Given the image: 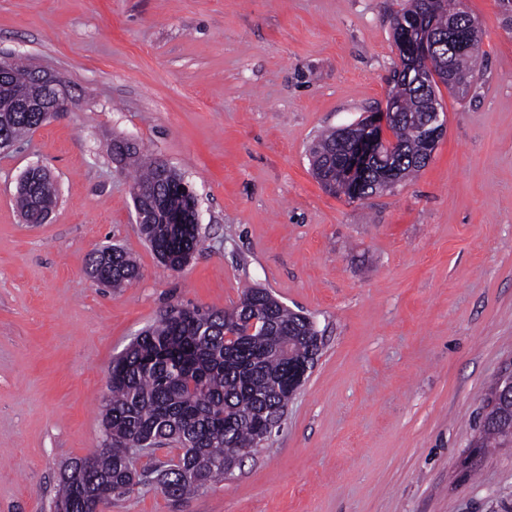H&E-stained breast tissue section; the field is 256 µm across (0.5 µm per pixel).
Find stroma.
<instances>
[{
  "label": "stroma",
  "instance_id": "stroma-1",
  "mask_svg": "<svg viewBox=\"0 0 512 512\" xmlns=\"http://www.w3.org/2000/svg\"><path fill=\"white\" fill-rule=\"evenodd\" d=\"M482 76L441 90L448 126L414 177L326 191L311 141L386 109L409 0H0V60L50 69L71 108L0 152V512H54L64 466L99 448L113 360L172 307L249 287L308 315L324 346L256 460L179 500L136 486L102 512H512V447L472 463L512 364V13L465 0ZM136 143L191 185L201 245L182 271L141 237ZM58 205L28 224L17 185ZM122 246L139 279L102 288ZM47 174L40 165L31 166L24 173V182L32 180L28 186H22L18 190L17 204L20 212L35 215L37 213L38 204L51 196L55 197L56 189L51 180H45L41 175ZM40 176V177H39ZM86 268L90 279L107 288H123L141 275L140 268L128 253L114 246L91 253Z\"/></svg>",
  "mask_w": 512,
  "mask_h": 512
}]
</instances>
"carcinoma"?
Masks as SVG:
<instances>
[{
	"mask_svg": "<svg viewBox=\"0 0 512 512\" xmlns=\"http://www.w3.org/2000/svg\"><path fill=\"white\" fill-rule=\"evenodd\" d=\"M422 10L424 0H410L409 7L394 14L392 29L411 24ZM434 20L445 35L450 24L469 28L470 52L458 56L444 39L424 63L440 74L448 73V90L464 96L478 74L471 64L481 55L482 30L463 0H440ZM391 82L401 112L390 127L389 168L372 167L366 178L368 195L381 189L384 171L400 182L427 164L414 117L428 107L429 91L407 78L404 69H394ZM26 95V88L15 82L0 84V139L28 135L49 121L46 113L21 107ZM342 152L334 130L322 133L309 148L312 169L330 191L346 187L339 163ZM115 155L138 167L130 188L133 202L148 206L159 201L168 211L187 210L189 199L180 191L179 173L163 163L142 162L135 144L115 145ZM55 194L51 181L33 179L18 190L20 212L36 214L38 204ZM140 232L172 271L182 269L201 242L198 229L189 222L175 232L168 224H144ZM86 268L89 278L107 288H122L140 277L136 262L114 246L91 253ZM321 348L313 322L265 288L245 289L230 310L165 311L112 361L101 448L66 467L55 507L83 512L82 498L103 505L127 497L137 485H151L173 500L199 491L234 463L244 462L241 443L259 446L280 430L297 390L289 375L313 369ZM510 428L512 404L488 401L475 453L503 447ZM165 445L179 453L165 461L153 457L143 468L136 467L140 457Z\"/></svg>",
	"mask_w": 512,
	"mask_h": 512,
	"instance_id": "cac0c4a2",
	"label": "carcinoma"
}]
</instances>
